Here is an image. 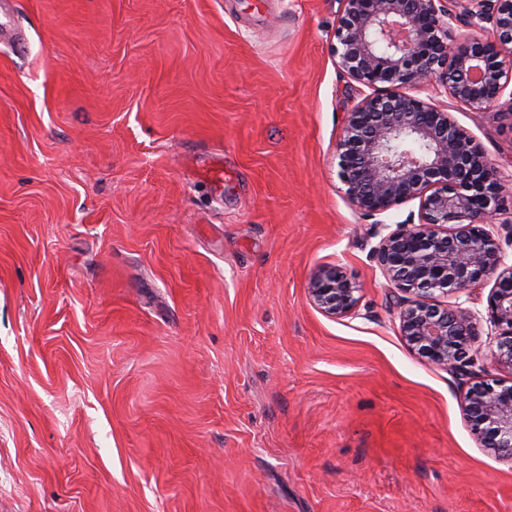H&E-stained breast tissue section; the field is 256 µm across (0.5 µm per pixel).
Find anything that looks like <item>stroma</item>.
I'll return each instance as SVG.
<instances>
[{"mask_svg":"<svg viewBox=\"0 0 512 512\" xmlns=\"http://www.w3.org/2000/svg\"><path fill=\"white\" fill-rule=\"evenodd\" d=\"M340 0H11L0 39V512H512L460 407L510 383L492 281L462 372L413 351L336 143ZM448 108L512 178V98ZM221 163L224 177L206 170ZM355 313L309 301L321 266ZM360 288L336 266H324L312 274L307 293L311 303L329 316H346L355 311Z\"/></svg>","mask_w":512,"mask_h":512,"instance_id":"obj_1","label":"stroma"}]
</instances>
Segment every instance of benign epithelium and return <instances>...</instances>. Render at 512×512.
Here are the masks:
<instances>
[{"label": "benign epithelium", "mask_w": 512, "mask_h": 512, "mask_svg": "<svg viewBox=\"0 0 512 512\" xmlns=\"http://www.w3.org/2000/svg\"><path fill=\"white\" fill-rule=\"evenodd\" d=\"M341 2L336 66L370 90L347 113L336 144L344 195L368 216L418 201L419 223L396 225L372 248L402 293V336L437 365L471 366L478 317L434 298L492 277L491 356L512 370V264L486 229L512 209V188L447 109L411 93L433 81L472 112L495 103L512 83V0ZM357 292L334 266L314 272L307 288L311 303L334 317L355 311ZM460 406L482 445L512 461V384L476 383Z\"/></svg>", "instance_id": "7a95c632"}]
</instances>
